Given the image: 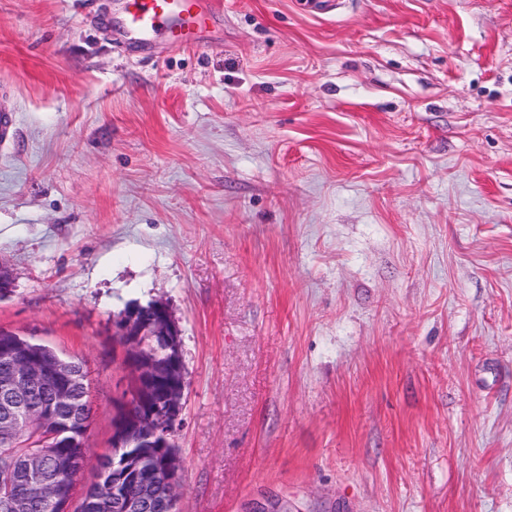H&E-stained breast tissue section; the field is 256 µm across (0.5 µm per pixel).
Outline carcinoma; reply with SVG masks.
I'll use <instances>...</instances> for the list:
<instances>
[{
    "label": "carcinoma",
    "instance_id": "1",
    "mask_svg": "<svg viewBox=\"0 0 512 512\" xmlns=\"http://www.w3.org/2000/svg\"><path fill=\"white\" fill-rule=\"evenodd\" d=\"M11 346L16 355L54 363L73 375V380L60 386L53 381L33 395L35 404L57 401L61 404V422L65 433L57 438L56 430L40 423L21 424L16 429L0 430V494L7 488L20 486L26 481L22 464L36 459L43 471L42 484L29 490L30 506L27 512H77L67 499H57L52 489L66 482L75 484L79 472L73 470L77 461H89V429L94 419L91 401V383L85 363L74 357L58 354L53 347L34 337H25L0 328V375L10 370V359L2 349ZM120 459L140 460L149 467L160 461L165 448H120ZM92 509L89 512H112V479L93 482L87 489Z\"/></svg>",
    "mask_w": 512,
    "mask_h": 512
}]
</instances>
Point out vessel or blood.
<instances>
[{
  "mask_svg": "<svg viewBox=\"0 0 512 512\" xmlns=\"http://www.w3.org/2000/svg\"><path fill=\"white\" fill-rule=\"evenodd\" d=\"M122 28L129 42L174 49L199 46L223 14L222 0H122Z\"/></svg>",
  "mask_w": 512,
  "mask_h": 512,
  "instance_id": "b4317fda",
  "label": "vessel or blood"
}]
</instances>
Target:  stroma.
Returning a JSON list of instances; mask_svg holds the SVG:
<instances>
[{
	"mask_svg": "<svg viewBox=\"0 0 512 512\" xmlns=\"http://www.w3.org/2000/svg\"><path fill=\"white\" fill-rule=\"evenodd\" d=\"M0 0V327L84 360L166 303L179 512H512V0ZM120 1L123 32L129 42L143 47H197L203 33L224 14L220 0Z\"/></svg>",
	"mask_w": 512,
	"mask_h": 512,
	"instance_id": "35a3bbf8",
	"label": "stroma"
}]
</instances>
